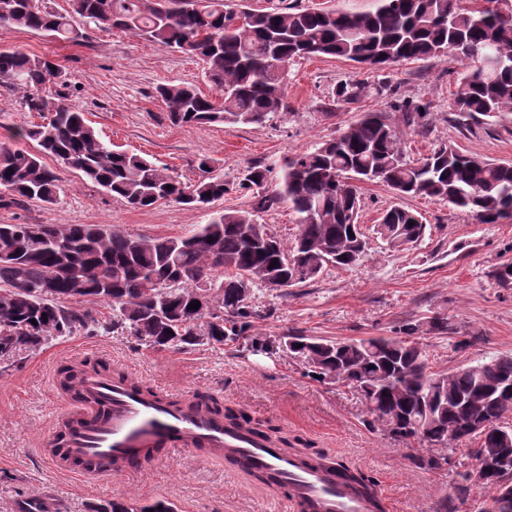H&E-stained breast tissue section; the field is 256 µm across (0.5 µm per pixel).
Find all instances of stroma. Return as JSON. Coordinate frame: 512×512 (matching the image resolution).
I'll list each match as a JSON object with an SVG mask.
<instances>
[{
    "label": "stroma",
    "mask_w": 512,
    "mask_h": 512,
    "mask_svg": "<svg viewBox=\"0 0 512 512\" xmlns=\"http://www.w3.org/2000/svg\"><path fill=\"white\" fill-rule=\"evenodd\" d=\"M313 10L369 11L373 0H227L235 8L269 10L289 2ZM19 49L55 59L66 74L64 85H47L83 112L102 141L140 154L193 183L200 157L212 161V175L240 182L255 166L280 171L295 153L335 137L368 112L387 113L400 123L393 97L425 102L432 120L411 132L403 148L418 160L441 143L487 160L512 162V112L464 129L449 104L463 66L444 55L402 61L376 72L334 57L301 59L288 68L287 109L260 126L175 125L156 94L162 84L188 83L212 95L204 62L163 49L147 38L96 27L83 41L63 42L26 28H0V50ZM345 81L364 85L353 103L329 112L328 96ZM391 93L377 92L378 82ZM64 187L54 204L26 201L0 207V224H93L133 236L178 237L207 223L223 210L253 212L285 244L298 233L287 204L256 209L253 194L238 189L202 210L160 202L129 207L103 189L82 181L47 158ZM358 222L370 235L357 265L330 268L313 280L281 291L255 292L258 311L254 333L359 339L389 335L393 325L418 324V337L432 371L512 354V288L498 287L491 269L512 258V220L479 223L470 213L436 198H397L388 187L359 184ZM418 211L427 226L421 242L393 251L373 238V226L394 204ZM448 316L463 332L477 335L471 347L454 350V337L430 331L434 315ZM102 362L148 387L164 386L176 395L206 393L226 406L279 427L361 469L386 492L393 512H436L460 482L458 470L444 473L416 469L409 461L415 446L394 442L366 422L365 405L352 388L307 377L302 362L285 353L252 352L245 341L207 345L187 351L159 350L122 332L79 331L58 338L35 355L0 367V512H29L43 501L46 512H89L91 505L116 497L140 503L166 500L177 512H291L283 493L273 492L233 473L223 460H206L182 448L143 465L129 476L86 481L55 470L43 448L66 393L57 383L66 365Z\"/></svg>",
    "instance_id": "35a3bbf8"
}]
</instances>
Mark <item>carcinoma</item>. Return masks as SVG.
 <instances>
[{
    "label": "carcinoma",
    "mask_w": 512,
    "mask_h": 512,
    "mask_svg": "<svg viewBox=\"0 0 512 512\" xmlns=\"http://www.w3.org/2000/svg\"><path fill=\"white\" fill-rule=\"evenodd\" d=\"M469 9L462 0H375L364 13L311 11L295 6L279 10L235 11L226 0H71L72 15L41 8L38 0H0V27L27 28L78 43L85 32L74 25L137 31L163 49L197 56L218 91L209 97L188 84H163L156 93L175 125H258L287 108L285 79L296 58L332 56L382 71L403 61L451 55L470 63L449 105L463 127L495 112H512V13L499 0ZM0 80L22 94L27 111L43 117L16 131L36 142L37 150L0 141V205L19 200L52 204L63 191L51 156L84 180L133 208L160 201L203 207L232 190L230 182L208 176L187 184L145 157L114 150L86 123L83 113L43 87L64 82L61 66L47 57L19 50L0 51ZM364 86L344 82L329 95L338 107L356 101ZM403 126L382 112L369 113L338 135L299 152L283 165L275 190L259 208L288 203L298 216L299 233L285 245L245 210L216 213L207 224L179 237L131 236L87 224H0V360L35 354L50 341L78 330L125 331L159 349L220 347L251 339L257 351L272 342L252 336L259 317L248 305L254 289L275 278L304 283L326 269L347 268L361 256L367 236L356 224L358 182L380 183L400 196L438 198L467 210L482 224L512 218V163L494 162L441 144L419 161L404 156L402 127L428 124L427 107L398 104ZM268 169L253 167L238 184L265 190ZM422 216L402 207L382 212L376 234L394 250L421 241ZM490 276L500 288H512V260ZM81 288L80 298L72 289ZM100 301L112 316L99 320L85 306ZM200 302L196 310L189 308ZM36 323H31V320ZM430 330L460 334L445 315L430 318ZM419 325L403 323L391 336L331 340L286 336L285 350L302 359L307 374L357 388L374 422L396 442L419 435L423 454L410 456L419 470L448 466L456 443L475 440L474 453L506 448L512 453V354L475 365L432 372L428 353L413 339ZM86 370L66 366L58 373L68 389ZM196 405L245 426L266 439L273 436L246 414L222 407L216 399ZM351 483L369 491L375 482L357 470L336 464ZM503 475L481 485L486 512H512V496L500 491ZM471 488L455 487L439 512H457ZM92 512H174L164 500L138 506L112 500Z\"/></svg>",
    "instance_id": "1"
}]
</instances>
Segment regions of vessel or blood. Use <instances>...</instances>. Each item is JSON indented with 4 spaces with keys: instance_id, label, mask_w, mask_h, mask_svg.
<instances>
[{
    "instance_id": "obj_1",
    "label": "vessel or blood",
    "mask_w": 512,
    "mask_h": 512,
    "mask_svg": "<svg viewBox=\"0 0 512 512\" xmlns=\"http://www.w3.org/2000/svg\"><path fill=\"white\" fill-rule=\"evenodd\" d=\"M225 460L238 473H256L288 492L293 512H378L382 493H360L333 463L282 452L223 419L191 408L189 399L145 391L127 378L88 372L56 419L45 458L80 477L130 473L170 449Z\"/></svg>"
}]
</instances>
